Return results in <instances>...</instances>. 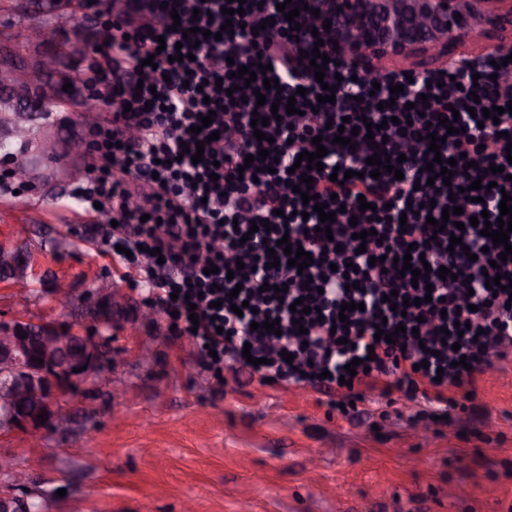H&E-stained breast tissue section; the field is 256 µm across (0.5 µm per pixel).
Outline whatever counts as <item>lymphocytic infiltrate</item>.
I'll use <instances>...</instances> for the list:
<instances>
[{
    "label": "lymphocytic infiltrate",
    "instance_id": "1",
    "mask_svg": "<svg viewBox=\"0 0 512 512\" xmlns=\"http://www.w3.org/2000/svg\"><path fill=\"white\" fill-rule=\"evenodd\" d=\"M163 2L133 0L139 15L134 37L107 33L92 79L112 117L93 130L94 176L78 197L88 223H97L102 213L113 221L101 240L102 255L125 247L123 280L134 290L147 286L144 305L174 316V337L189 338L209 373L245 371L281 386L311 388L328 394L329 406L343 408L348 417L369 389L419 403V421L452 416L461 398L476 393L478 377L512 351V257L493 268L500 247L469 224L484 211L497 219L503 195L512 196L506 155L512 115L503 111L512 101L507 49L495 48L478 64L457 59L445 71L410 80L375 79L331 62L319 83L308 59L319 0H292L293 6H308L294 25L278 11L280 0H245L243 14L229 18L222 13L228 0H178L173 11ZM228 20L234 32H222ZM196 27L207 30V37L193 35ZM178 52L185 61L175 60ZM257 61L267 67L264 79L277 81L278 89H265L258 80L235 90L233 73ZM396 83L404 91L394 96L390 88ZM327 84L334 86L335 100L322 104L317 97ZM291 96L295 114L272 109V102ZM493 107L501 108L499 119L472 116ZM208 114L212 123L201 127ZM256 114L268 118L263 131L272 143L257 141L251 125ZM442 117L456 118L461 133H448L438 123ZM368 121L378 132L367 134ZM345 122L358 131L351 148L334 142ZM214 131L219 137L213 141ZM432 133L443 140L436 153L429 149ZM317 136L327 153L323 169L310 172L312 191L336 213L327 234L318 230V213L305 212L293 191L301 179L293 170L296 158L315 152ZM199 140L205 146L196 164L181 147ZM262 149L268 155L261 161ZM375 154L399 159L403 179L387 172L371 178L366 160ZM438 155L457 161L450 184L431 180L425 170ZM493 165L498 173H490ZM337 168L352 171V178L331 181ZM475 177L484 187L473 202L463 190ZM136 182L147 188L138 202L129 190ZM364 201L370 204L365 211ZM452 203L463 209L457 223H465V230L450 222L437 234L426 229L427 217L441 218ZM412 205L418 214H409ZM262 220L269 229L251 231ZM358 230L368 231L366 242L354 239ZM454 233L462 238L455 247ZM284 238L310 253L313 264L289 266L277 245ZM155 248L160 256H152ZM407 254L413 268L430 264L429 274L416 280L402 275L400 259ZM273 256L279 267L269 266ZM373 256L383 257V265H370ZM443 267L451 278L440 279ZM490 276L499 277L501 291L486 288ZM283 284L287 292L277 293ZM299 298L304 310L292 311ZM351 302L357 310L342 312V304ZM402 303L407 309L401 313ZM315 307L322 321H313ZM343 316L345 328L338 324ZM269 317L278 320L279 332L262 329ZM458 322L465 324L464 334L454 333ZM400 325L405 333H397ZM380 329L396 334V342L375 340ZM288 352L293 361H285ZM464 355L471 357L470 367L460 366ZM356 358L361 364L351 384H340Z\"/></svg>",
    "mask_w": 512,
    "mask_h": 512
}]
</instances>
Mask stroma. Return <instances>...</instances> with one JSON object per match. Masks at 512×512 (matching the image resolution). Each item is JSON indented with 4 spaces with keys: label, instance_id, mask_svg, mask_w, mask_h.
Segmentation results:
<instances>
[{
    "label": "stroma",
    "instance_id": "35a3bbf8",
    "mask_svg": "<svg viewBox=\"0 0 512 512\" xmlns=\"http://www.w3.org/2000/svg\"><path fill=\"white\" fill-rule=\"evenodd\" d=\"M46 25L44 52L61 54L57 76L84 73L101 18L65 0H23L0 10V37ZM76 100L54 103L60 139L108 119ZM49 189L0 184V242L26 244L39 258L28 293L0 282V315L55 317L80 333L91 314L83 298L99 277L128 296L122 314L98 331L112 358L101 374L61 396L71 427L43 446L0 431V455L29 475L41 512H512V354L478 381L475 408L448 425L412 422L413 403L370 391L358 412L328 411L327 395L264 387L248 372L208 378L189 339L172 338L161 315L146 318L123 269L97 248L104 224L87 223L75 192L88 166L46 165Z\"/></svg>",
    "mask_w": 512,
    "mask_h": 512
}]
</instances>
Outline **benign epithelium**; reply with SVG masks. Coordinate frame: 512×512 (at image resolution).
<instances>
[{"label":"benign epithelium","mask_w":512,"mask_h":512,"mask_svg":"<svg viewBox=\"0 0 512 512\" xmlns=\"http://www.w3.org/2000/svg\"><path fill=\"white\" fill-rule=\"evenodd\" d=\"M461 18H456V15ZM331 20L325 31L329 43H338V60L367 73L384 71L410 74L448 65V51L471 60L484 57L468 48L476 28L498 38L512 34V0H321L318 25ZM53 61L37 54L19 63L14 45L0 46V100L28 118L31 84H18L11 76L24 74L31 81L52 74ZM12 259L0 262V280L16 285L19 270L30 272L32 257L16 247L0 244ZM88 308H112V291L93 288L86 293ZM26 337H21L17 331ZM41 358L38 364L34 359ZM107 352L94 330L64 332L53 321L34 327L17 317L0 320V430H19L37 439L43 432L65 428L69 413L57 402L65 382L99 371ZM46 413V422L38 414ZM31 503L9 490L0 491V512H30Z\"/></svg>","instance_id":"obj_1"}]
</instances>
